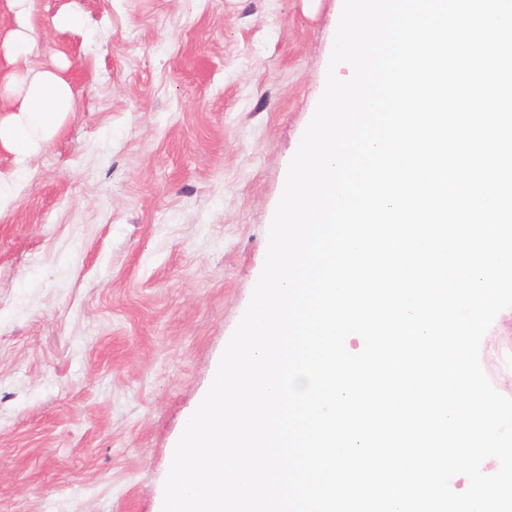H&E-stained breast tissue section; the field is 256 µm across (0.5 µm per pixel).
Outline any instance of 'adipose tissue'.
I'll use <instances>...</instances> for the list:
<instances>
[{
  "label": "adipose tissue",
  "mask_w": 512,
  "mask_h": 512,
  "mask_svg": "<svg viewBox=\"0 0 512 512\" xmlns=\"http://www.w3.org/2000/svg\"><path fill=\"white\" fill-rule=\"evenodd\" d=\"M27 0H7L13 26L0 39L7 54L20 58L31 53L37 33L26 9ZM0 99L9 116L0 120V147L18 161L38 154L75 110L70 82L57 68H38L20 74L0 71Z\"/></svg>",
  "instance_id": "adipose-tissue-1"
}]
</instances>
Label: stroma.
Returning <instances> with one entry per match:
<instances>
[{
	"instance_id": "stroma-1",
	"label": "stroma",
	"mask_w": 512,
	"mask_h": 512,
	"mask_svg": "<svg viewBox=\"0 0 512 512\" xmlns=\"http://www.w3.org/2000/svg\"><path fill=\"white\" fill-rule=\"evenodd\" d=\"M342 0H29L76 109L0 148V512H159L262 272ZM72 10L79 27L51 19Z\"/></svg>"
}]
</instances>
